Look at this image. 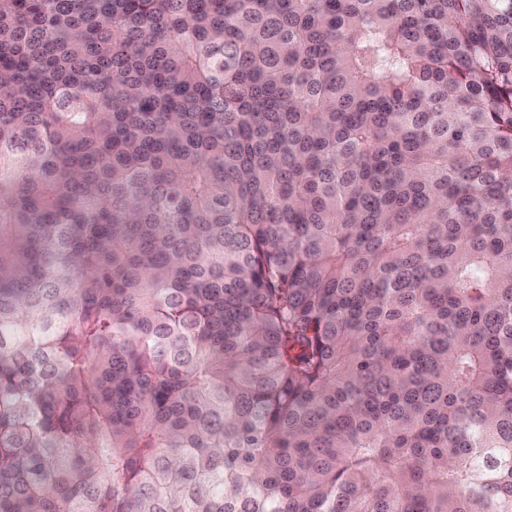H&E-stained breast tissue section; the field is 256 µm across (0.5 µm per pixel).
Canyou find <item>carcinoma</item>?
<instances>
[{"label": "carcinoma", "instance_id": "1", "mask_svg": "<svg viewBox=\"0 0 512 512\" xmlns=\"http://www.w3.org/2000/svg\"><path fill=\"white\" fill-rule=\"evenodd\" d=\"M0 512H512V0H0Z\"/></svg>", "mask_w": 512, "mask_h": 512}]
</instances>
